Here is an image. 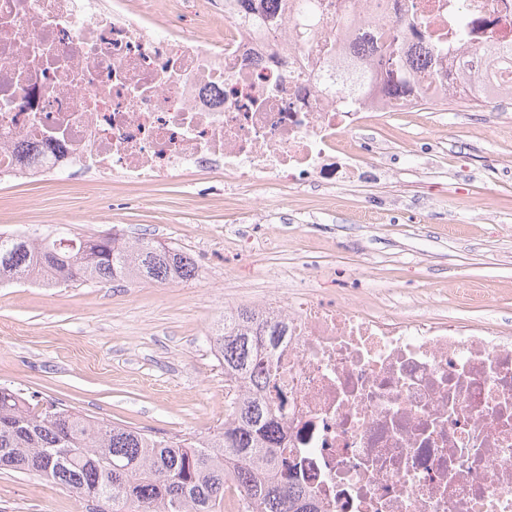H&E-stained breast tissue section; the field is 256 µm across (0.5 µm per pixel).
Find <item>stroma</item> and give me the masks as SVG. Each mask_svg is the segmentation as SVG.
Instances as JSON below:
<instances>
[{
    "mask_svg": "<svg viewBox=\"0 0 512 512\" xmlns=\"http://www.w3.org/2000/svg\"><path fill=\"white\" fill-rule=\"evenodd\" d=\"M380 154L366 183L289 197L275 223L240 224L283 248L239 251L224 243L234 216L224 186L201 177L209 204L193 207L191 187L99 192L94 217L70 223L83 191L55 180L5 190L0 231L34 235L119 229L189 253L195 279L172 285L86 282L0 287V385L41 404L65 405L145 433L205 436L224 424V367L210 330L225 308L249 305L277 286L280 297L309 292L491 323L512 335V108L434 104L391 115L376 127ZM492 298H482L483 289ZM0 512H87L50 482L0 470Z\"/></svg>",
    "mask_w": 512,
    "mask_h": 512,
    "instance_id": "35a3bbf8",
    "label": "stroma"
}]
</instances>
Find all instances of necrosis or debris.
<instances>
[{
	"instance_id": "4bbe7bcc",
	"label": "necrosis or debris",
	"mask_w": 512,
	"mask_h": 512,
	"mask_svg": "<svg viewBox=\"0 0 512 512\" xmlns=\"http://www.w3.org/2000/svg\"><path fill=\"white\" fill-rule=\"evenodd\" d=\"M201 20L182 29L180 16ZM433 51L417 93L485 96L512 0H0V185L59 172L89 196L224 181L301 191L361 172L360 131L412 108L375 85L337 93L362 39L374 81L393 31ZM286 331L263 397L319 512H512V336L309 294L262 301Z\"/></svg>"
}]
</instances>
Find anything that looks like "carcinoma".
I'll return each instance as SVG.
<instances>
[{
    "mask_svg": "<svg viewBox=\"0 0 512 512\" xmlns=\"http://www.w3.org/2000/svg\"><path fill=\"white\" fill-rule=\"evenodd\" d=\"M428 58L411 56L403 29L393 32L386 68L398 75ZM193 259L148 237L123 243L110 232L30 238L0 232V284L44 286L89 281L169 284L195 278ZM283 326L253 307L224 313L210 337L228 382L224 426L204 437L159 439L79 410L39 402L0 386V469L35 474L88 503V512H224L230 485L243 492V512H316L288 465L277 457L281 423L261 397L270 384L265 363Z\"/></svg>",
    "mask_w": 512,
    "mask_h": 512,
    "instance_id": "1",
    "label": "carcinoma"
}]
</instances>
